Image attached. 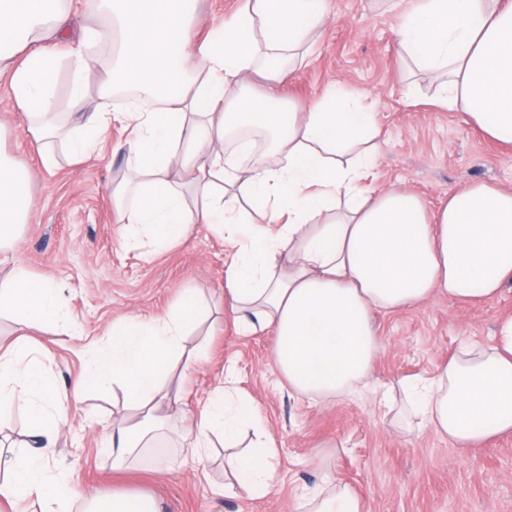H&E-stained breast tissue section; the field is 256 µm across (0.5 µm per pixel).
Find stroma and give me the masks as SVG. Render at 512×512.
Listing matches in <instances>:
<instances>
[{"mask_svg": "<svg viewBox=\"0 0 512 512\" xmlns=\"http://www.w3.org/2000/svg\"><path fill=\"white\" fill-rule=\"evenodd\" d=\"M406 0H327L325 25L300 52L280 101L303 106L329 83L363 93L373 103L380 130L377 166L369 187L393 186L417 195L427 212L449 192L473 183L512 188V146L486 138L461 112L437 100V80L410 63L400 48ZM129 133L113 124L98 155L74 162L59 143L45 170L38 145L26 131L0 78V152L36 174L35 209L21 230L15 261L34 276L66 286L67 307L79 332L57 336L46 364L50 380L72 387L113 322L148 318L175 306L184 291L204 297L206 320L187 346L210 340L209 357L184 381L183 403L167 420L175 437L184 414L222 385L247 395L276 442V487L256 497L224 487V448L211 449L204 468L179 467L170 445L152 449L133 468L112 469L103 435L124 411L121 393L105 388L80 395L78 411L63 426L46 460L88 490L152 493L162 512H304L309 489L326 477L345 480L368 512H512V435L476 448L451 447L430 430H407L378 410L386 388L433 374L466 342L489 344L501 317L512 314V283L491 303L445 296L375 317L380 349L369 386L330 404L299 398L272 361L273 333H238L224 307V242L195 225L180 244L155 248L147 237L124 241L112 203V183L125 167ZM169 472H158V463Z\"/></svg>", "mask_w": 512, "mask_h": 512, "instance_id": "stroma-1", "label": "stroma"}]
</instances>
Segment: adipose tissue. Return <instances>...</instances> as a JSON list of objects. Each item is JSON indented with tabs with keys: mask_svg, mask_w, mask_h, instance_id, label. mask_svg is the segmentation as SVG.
<instances>
[{
	"mask_svg": "<svg viewBox=\"0 0 512 512\" xmlns=\"http://www.w3.org/2000/svg\"><path fill=\"white\" fill-rule=\"evenodd\" d=\"M192 0H99L112 22L76 25L62 0H0V73L8 72L14 107L36 140H59L74 159L95 155L113 122L131 127L127 175L112 199L128 237L156 246L183 242L191 225L229 232L235 253L224 301L242 332L274 334L273 360L299 396L334 399L374 370L380 348L377 311L398 312L444 295L490 302L512 282V188L475 183L428 215L411 191L375 196L368 144L379 134L361 93L329 85L313 104L274 108V92L292 73L277 66L308 45L326 20L325 0H240L235 18L194 44ZM67 43L73 73L71 126L54 120L57 47ZM401 48L417 66L442 76L440 103L463 109L487 136L512 145V6L502 0H415L402 17ZM117 60L86 110L85 75L99 55ZM267 95L242 101L254 71ZM135 82L144 104L114 107L117 86ZM259 123L267 152L242 163L224 150L236 126ZM34 173L0 154V266L31 216ZM0 287V312L15 318L0 343V428L24 402L31 444L0 442V502L39 512H158L156 499L129 490L87 491L66 474H50L43 445L66 423L68 395L45 376V337L65 319L62 284L11 265ZM203 296L185 291L165 314L113 325L75 383L79 390L119 388L128 414L107 432L112 467H130L138 449L158 447L164 415L183 400L180 362L199 363L205 345L186 351ZM403 414L456 448L512 434V314L492 344L461 345L430 378L405 390ZM255 440L227 461L232 484L263 496L275 485V442L250 399L214 390L182 430L185 462L201 465L214 440ZM308 512H367L344 481L309 493Z\"/></svg>",
	"mask_w": 512,
	"mask_h": 512,
	"instance_id": "1",
	"label": "adipose tissue"
}]
</instances>
